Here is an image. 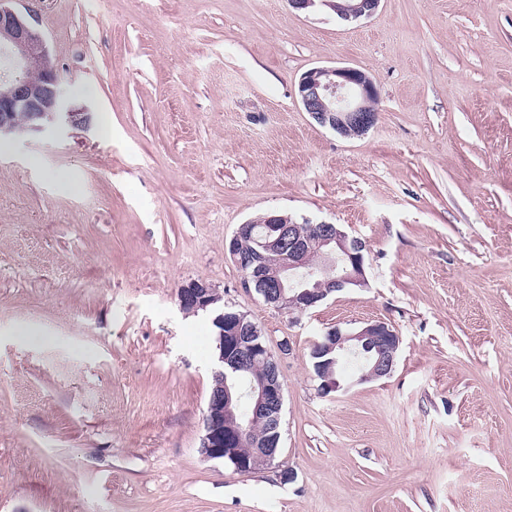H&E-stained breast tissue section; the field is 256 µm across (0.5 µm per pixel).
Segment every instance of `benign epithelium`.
I'll return each instance as SVG.
<instances>
[{"mask_svg": "<svg viewBox=\"0 0 512 512\" xmlns=\"http://www.w3.org/2000/svg\"><path fill=\"white\" fill-rule=\"evenodd\" d=\"M8 2L0 0V53L9 59L14 76L0 82V136L22 129L40 132L49 126L91 129L94 112L87 106L68 103L64 80L35 24L34 10L28 6L21 12ZM380 2L289 0L296 10L309 12L325 7L348 22L371 17ZM33 62L40 65L37 81L28 76ZM297 95L317 123L346 137L363 135L376 121V88L357 68L310 69L302 75ZM253 224L263 227L257 241L259 255L274 254L278 259L272 274L264 272L259 264L247 266L238 252L237 241ZM364 249L361 241L335 224L318 223L306 236L291 217L277 213L241 225L228 246L245 287L254 288L264 304L290 315L316 306L334 292L363 286ZM178 301L183 312L195 313L217 304L220 298L208 284L193 281L179 290ZM214 323L220 327L212 369L215 387L208 398L199 452L207 460H221L246 475L260 463L272 464L279 453L284 404L279 360L248 314L224 310L214 317ZM399 346V336L384 322L370 323L355 332L329 330L311 352L321 391L328 394L341 389L337 373L341 358L349 350L365 353L366 363L358 381L370 382L391 374ZM257 357L265 361L267 374L251 382L249 414L244 417L239 411L240 396L235 384L228 382L227 373L244 374L248 363ZM258 423L267 426L266 435L252 443L250 455H240L239 448Z\"/></svg>", "mask_w": 512, "mask_h": 512, "instance_id": "7a95c632", "label": "benign epithelium"}]
</instances>
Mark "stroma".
Listing matches in <instances>:
<instances>
[{"instance_id":"stroma-1","label":"stroma","mask_w":512,"mask_h":512,"mask_svg":"<svg viewBox=\"0 0 512 512\" xmlns=\"http://www.w3.org/2000/svg\"><path fill=\"white\" fill-rule=\"evenodd\" d=\"M37 26L110 133L0 137V512H512V0H42ZM344 66L378 94L358 137L296 95ZM269 212L361 240L365 286L265 306L227 245ZM192 281L279 355L281 450L248 475L199 452ZM374 321L391 375L322 394L314 344ZM337 0H289L290 5L300 11H314L325 7L333 11L343 21H355L360 18L371 17L379 7L381 0H344L346 3H337ZM178 301L183 312L195 313L217 304L220 298L208 284L193 281L179 290Z\"/></svg>"}]
</instances>
